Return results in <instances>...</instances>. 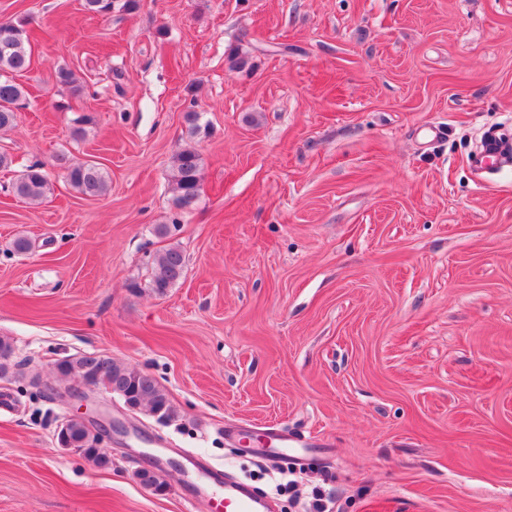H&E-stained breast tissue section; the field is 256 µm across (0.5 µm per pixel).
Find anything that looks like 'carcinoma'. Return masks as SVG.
Listing matches in <instances>:
<instances>
[{"label": "carcinoma", "instance_id": "1", "mask_svg": "<svg viewBox=\"0 0 512 512\" xmlns=\"http://www.w3.org/2000/svg\"><path fill=\"white\" fill-rule=\"evenodd\" d=\"M31 63L30 36L25 22L0 23V131L11 129L16 120V111L26 100L24 86L16 81L19 73L26 71ZM56 84L76 93L80 91L75 73L60 67L54 74ZM188 137L194 139L205 131L201 113L190 109L184 114ZM202 157L198 149L188 145L173 156L174 176L172 181L173 206L187 211L197 202L201 188ZM67 180L79 193L87 197H101L108 191V179L104 170L94 162L65 166ZM50 191L48 174L39 165L23 170L13 183L14 194L29 202L44 199ZM186 255L178 245H170L154 259V275L149 288L158 295L178 283L185 274ZM63 373L75 375L104 386H116L127 395L130 405L150 416L168 421L177 416L165 391L150 374L131 369L109 356L82 354L70 362L61 363ZM73 441L79 443L83 456L97 467L110 463L108 455L93 446L85 447L83 422L73 420L69 424Z\"/></svg>", "mask_w": 512, "mask_h": 512}]
</instances>
